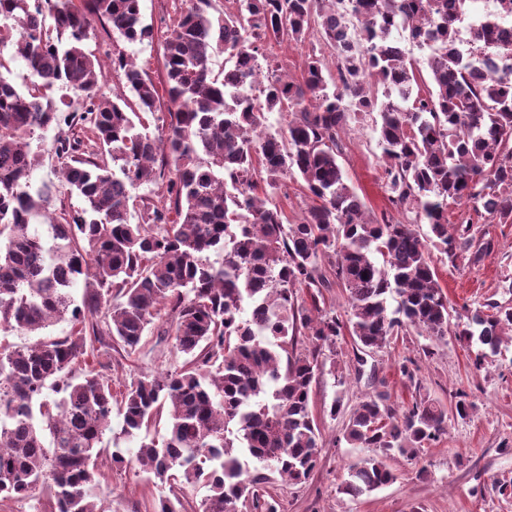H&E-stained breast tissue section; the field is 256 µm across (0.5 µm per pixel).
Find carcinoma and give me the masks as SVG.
<instances>
[{"mask_svg": "<svg viewBox=\"0 0 512 512\" xmlns=\"http://www.w3.org/2000/svg\"><path fill=\"white\" fill-rule=\"evenodd\" d=\"M209 4L189 0L167 32L165 95L124 54L112 56L131 104L97 94L102 64L85 41L96 21L129 42L152 38L141 0H0V53L13 48L33 77L21 92L0 63V329L77 325L62 340L0 352V502L41 483L54 512H103L97 445L112 426V388L94 370L72 376V366L99 357L108 341L134 351L164 311L186 359L127 382L119 415L131 438L166 410L167 435L141 437L132 457L115 449L111 464H136L168 484L150 512H183L179 491L197 483L209 491L199 512H277L262 489L268 477L243 455L293 484L308 480L322 441L312 384L327 364L339 386L347 382L338 340L351 336L360 361L409 329L447 336L450 305L432 250L454 267L491 250L473 222L449 227L448 205L466 200L488 223H512V34L502 26L512 0H497V14L482 19L467 18L466 0H228L217 16ZM395 30L430 49L426 59L409 57ZM312 36L333 50L332 85L314 51L297 81L264 53ZM219 47L227 58L215 74ZM253 70L265 78L253 80ZM53 87L77 95L66 120L92 134L95 150L59 138L58 192L84 206L50 221L46 241L30 225L45 215L47 193L31 192L29 177L34 134L60 122L42 94ZM143 112L156 116V132ZM274 112L282 124L272 132ZM373 113L388 201L429 226L424 238L390 214H366L346 181L345 127ZM289 177L312 201L295 224L274 203ZM141 186L156 187L155 198L141 199L134 222ZM211 250L224 252L220 265L203 260ZM79 283L80 305L71 294ZM334 283L348 297L345 319L323 307L322 289ZM486 307L454 331L479 345L478 370L512 330V308ZM302 336L308 347L298 353ZM473 409L464 393L448 406L420 393L401 408L386 394L364 397L342 439L376 454L350 467L345 493L393 482L391 459L416 457L447 432L449 416Z\"/></svg>", "mask_w": 512, "mask_h": 512, "instance_id": "carcinoma-1", "label": "carcinoma"}]
</instances>
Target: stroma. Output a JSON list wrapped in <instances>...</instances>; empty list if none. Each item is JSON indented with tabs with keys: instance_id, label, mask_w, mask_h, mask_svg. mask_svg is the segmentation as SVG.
Here are the masks:
<instances>
[{
	"instance_id": "1",
	"label": "stroma",
	"mask_w": 512,
	"mask_h": 512,
	"mask_svg": "<svg viewBox=\"0 0 512 512\" xmlns=\"http://www.w3.org/2000/svg\"><path fill=\"white\" fill-rule=\"evenodd\" d=\"M141 8L145 23L153 28L152 39L129 43L99 28L87 48L105 61L118 52L133 58L160 87L165 79L163 41L181 2L141 0ZM68 132V126L54 125L37 132L33 140L39 162L31 174V185L50 189L48 208L53 212L83 205L80 197L63 199L56 191L55 141ZM377 140L372 120L350 122L340 159L348 184L375 215L388 207ZM488 231L493 249L479 265L454 268L445 260L436 264L452 306V321L465 319L467 309L488 303L512 307V224H492ZM163 327L160 320L150 325L135 351L113 349L112 365L102 371L112 381L113 395H121L133 377L170 371L182 364V356L174 353L172 339L163 335ZM475 353V347L452 335L436 341L408 332L366 354L362 376H350L344 390L346 408L380 392L389 393L392 402L405 406L419 388L445 405L457 391H464L475 408L467 418L450 420L447 433L423 448L417 458L391 459L395 481L358 497L345 494L342 487L350 466L371 456L372 451L341 441L342 420L323 413L334 395L333 379L321 376L311 398L323 435L318 465L310 479L299 485L271 476L266 489L277 502L278 512H512V495H500L495 489L496 483L512 482V340H505L498 356L483 369L473 368ZM404 362L411 363L413 379L401 376L399 366ZM168 492L167 484L133 466L105 469L95 490L99 504L111 512H145L146 504Z\"/></svg>"
}]
</instances>
